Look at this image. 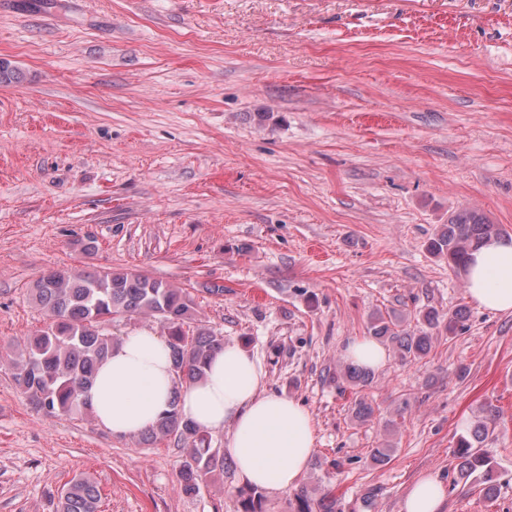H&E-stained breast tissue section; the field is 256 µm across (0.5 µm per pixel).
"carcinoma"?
<instances>
[{
    "label": "carcinoma",
    "mask_w": 512,
    "mask_h": 512,
    "mask_svg": "<svg viewBox=\"0 0 512 512\" xmlns=\"http://www.w3.org/2000/svg\"><path fill=\"white\" fill-rule=\"evenodd\" d=\"M505 230L482 212L461 207L448 215L429 239L427 250L448 263L456 273L464 271L472 251ZM31 296L44 316L43 327L18 339L12 349V377L29 404L46 416H90L92 409L83 397L99 362L119 337L112 335V323L121 319L152 318L165 330L176 379L191 385L203 378L212 356L224 347V336L205 324L191 291L130 268L99 267L92 270L58 268L37 279ZM469 312L459 306L440 315L429 308L418 312L416 324L402 327L377 313L371 316L370 336L386 341L404 363L419 362L431 350L433 333L459 336L468 329ZM354 389L361 391L374 379L372 371L348 363L336 372ZM351 419L367 422L376 409L364 396H356L349 408ZM467 435L456 441L455 490L474 474H480L482 491L496 492L491 461L480 453V445L495 429L499 410L487 405ZM182 444L183 456L177 471L181 490L195 494L211 476L224 472L227 459L211 447L209 435L186 419L171 403L155 425L138 434L140 443L156 446L170 439ZM238 512H264V496L257 488L241 489ZM101 494L93 479L74 476L58 495L55 512H101ZM294 512H336V499L324 492L314 499L310 491L295 494Z\"/></svg>",
    "instance_id": "carcinoma-1"
}]
</instances>
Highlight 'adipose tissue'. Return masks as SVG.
<instances>
[{
    "label": "adipose tissue",
    "instance_id": "adipose-tissue-1",
    "mask_svg": "<svg viewBox=\"0 0 512 512\" xmlns=\"http://www.w3.org/2000/svg\"><path fill=\"white\" fill-rule=\"evenodd\" d=\"M467 296L478 308L512 313V241L492 240L473 251ZM264 371L234 343L212 358L202 380L178 385L166 344L149 330L123 336L99 364L84 393L97 424L124 439L152 427L170 404L205 432L227 431V452L243 484L271 493L298 487L315 451L310 413L296 399L262 389ZM445 482L412 484L401 512H440Z\"/></svg>",
    "mask_w": 512,
    "mask_h": 512
}]
</instances>
